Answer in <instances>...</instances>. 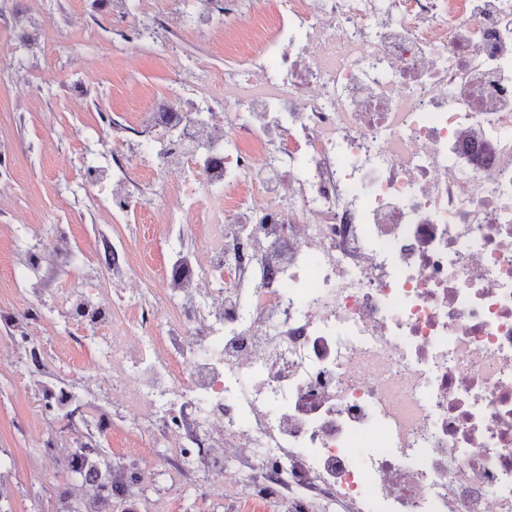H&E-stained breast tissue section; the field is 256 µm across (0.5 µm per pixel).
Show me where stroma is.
<instances>
[{"mask_svg": "<svg viewBox=\"0 0 512 512\" xmlns=\"http://www.w3.org/2000/svg\"><path fill=\"white\" fill-rule=\"evenodd\" d=\"M168 0H37L26 9L22 0H0V156L8 161L0 171V307L11 306V274L22 271L24 255L19 246L30 227L63 222L71 227L75 250L80 251L86 278L99 275L93 249L99 235H110L125 247L128 262L163 273L164 259L158 244L160 227L147 213L132 211L119 223L87 209L79 188L65 190L57 171L61 160L77 148L78 136H93L101 114H109L128 153L145 151L150 133L138 119L151 100L165 97L173 78L172 57L184 62L204 61L216 73V85L232 66L233 56L224 50V30L213 26L198 35L182 31L172 36L174 54L144 49L135 58L123 55L122 39L112 29V13L124 11L146 22L167 11ZM23 16L29 31L39 32L45 17H52L64 33L68 48L57 52L38 40H13V21ZM94 87V95L77 112L66 100L76 83ZM56 128L59 137L51 150H43L42 136ZM67 276L63 265L47 266L39 273L49 322L41 339L45 364L35 367L28 351H17L10 362L0 364V512H61L64 504L83 503L73 491L64 462L49 466L39 435L79 438L65 408L42 417L36 408L40 397L77 384L80 365L93 357L97 344L84 340L69 350H59L58 332L78 327L61 314L56 290ZM108 413L114 423L111 433L97 441L108 456L133 453L141 436L125 433L120 422L121 403L110 394L96 392L84 409L87 419ZM151 500L167 512H225L224 503L200 497L195 485L182 486L179 498L171 496L168 467L155 470L151 479L126 500L113 502L112 512H140V504Z\"/></svg>", "mask_w": 512, "mask_h": 512, "instance_id": "stroma-1", "label": "stroma"}]
</instances>
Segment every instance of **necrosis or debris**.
<instances>
[{"label": "necrosis or debris", "instance_id": "obj_1", "mask_svg": "<svg viewBox=\"0 0 512 512\" xmlns=\"http://www.w3.org/2000/svg\"><path fill=\"white\" fill-rule=\"evenodd\" d=\"M196 33L266 0H198ZM224 93L184 70L143 115L176 152L110 127L84 204L137 210L163 169V288L97 243L107 280L60 293L99 352L86 383L170 451L177 484L277 512H512V0H277ZM129 30L164 43L174 17ZM193 229H186V222ZM69 225L27 236L68 261ZM11 345L46 318L22 275Z\"/></svg>", "mask_w": 512, "mask_h": 512}]
</instances>
